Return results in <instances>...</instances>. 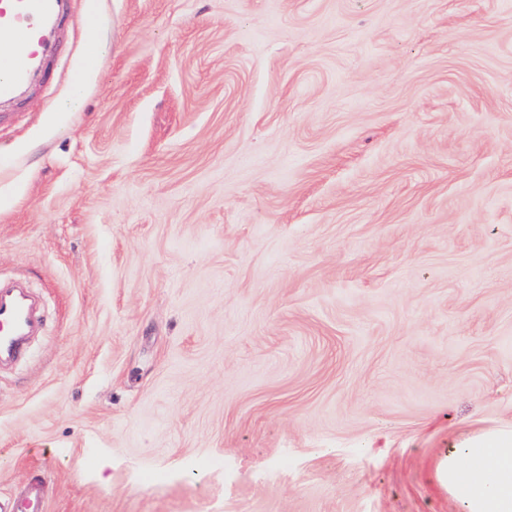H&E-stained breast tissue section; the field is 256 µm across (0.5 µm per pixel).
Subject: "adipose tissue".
<instances>
[{"label":"adipose tissue","instance_id":"obj_1","mask_svg":"<svg viewBox=\"0 0 512 512\" xmlns=\"http://www.w3.org/2000/svg\"><path fill=\"white\" fill-rule=\"evenodd\" d=\"M439 473L461 512H512V426L468 437Z\"/></svg>","mask_w":512,"mask_h":512}]
</instances>
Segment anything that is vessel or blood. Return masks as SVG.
<instances>
[{"label": "vessel or blood", "instance_id": "b4317fda", "mask_svg": "<svg viewBox=\"0 0 512 512\" xmlns=\"http://www.w3.org/2000/svg\"><path fill=\"white\" fill-rule=\"evenodd\" d=\"M64 10V0H0V104L44 79ZM44 325L39 295L21 277L0 274V368L22 362ZM0 512H47L45 479H29L0 498Z\"/></svg>", "mask_w": 512, "mask_h": 512}]
</instances>
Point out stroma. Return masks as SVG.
I'll use <instances>...</instances> for the list:
<instances>
[{
  "instance_id": "obj_1",
  "label": "stroma",
  "mask_w": 512,
  "mask_h": 512,
  "mask_svg": "<svg viewBox=\"0 0 512 512\" xmlns=\"http://www.w3.org/2000/svg\"><path fill=\"white\" fill-rule=\"evenodd\" d=\"M60 27L0 112V272L47 316L0 372V497L459 512L439 462L512 425V0Z\"/></svg>"
}]
</instances>
